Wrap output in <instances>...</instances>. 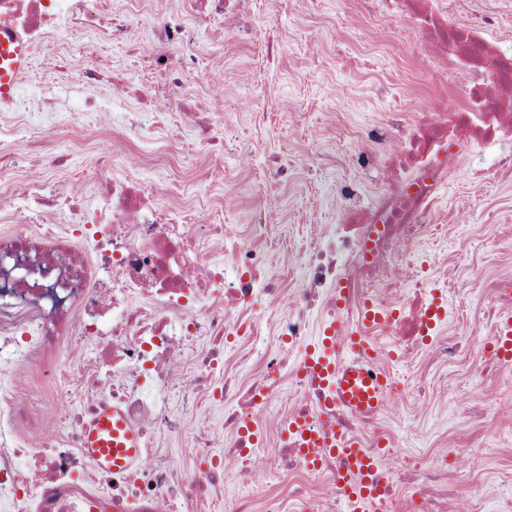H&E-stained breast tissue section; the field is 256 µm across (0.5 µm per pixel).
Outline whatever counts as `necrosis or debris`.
<instances>
[{
	"label": "necrosis or debris",
	"instance_id": "1",
	"mask_svg": "<svg viewBox=\"0 0 512 512\" xmlns=\"http://www.w3.org/2000/svg\"><path fill=\"white\" fill-rule=\"evenodd\" d=\"M253 3L125 0L109 15L104 0H0V67L16 47H53V90L94 102L107 126L94 147L97 196H78L63 182L47 195L17 171L20 155L43 148L42 113L24 86L44 85V76L29 70L0 96V110L21 116L0 124V143L11 145L0 154V512H185L225 478L252 481L271 462L291 476L287 491L231 496L224 512H285L290 502L302 512H452L455 485L422 470L395 475L377 417L325 406L302 362L266 355L244 402L231 395L224 363L266 328L281 343L303 346L317 319L342 336H391L396 358L423 352L433 365L476 345V337L445 334L448 312L429 301L433 282L414 253L437 234L444 191L465 156L512 139V50L494 51L484 22H461L451 0H354L373 31L408 33L430 61L424 82L452 79L468 96L407 98L404 109L356 134L354 167L383 168L386 180L369 196L354 180L338 186L340 223L325 225L320 246L298 258L300 281L284 288L266 277L267 255L255 245L275 222L271 209L255 210L247 233L228 235L209 210L188 214L175 183L120 163L121 146L134 138L156 141L162 159L193 152L250 161L252 150L234 132H216L213 114L228 98L237 111L257 112L247 92L257 43L278 39L280 29L244 27ZM212 20L238 52L235 83L200 51ZM137 33L136 52L150 73L139 88L143 109L131 113L124 85L100 91L95 67L78 82L71 67L88 38L126 43ZM191 81L208 87L212 112L194 111ZM260 295L268 313L251 309ZM370 307L381 320H365ZM43 372L65 405L48 426L34 421L18 392L19 375ZM283 385L290 418H317L335 429L337 446L355 442L374 458L373 500L345 499L343 457L310 466L294 435L256 446L248 430ZM203 386L225 407L232 458L221 459L214 440L197 434L196 465L180 469L156 439L185 432L183 413ZM105 406L141 436L139 458L120 474L97 470L81 451L84 425Z\"/></svg>",
	"mask_w": 512,
	"mask_h": 512
}]
</instances>
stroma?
Masks as SVG:
<instances>
[{
    "mask_svg": "<svg viewBox=\"0 0 512 512\" xmlns=\"http://www.w3.org/2000/svg\"><path fill=\"white\" fill-rule=\"evenodd\" d=\"M456 9L464 18L476 10L494 15L493 38L512 45V0H456ZM279 24L286 39L272 82L281 97L314 105L306 130L298 129V115L281 111L270 115L264 131H256L229 100L224 103L223 119L241 141L263 140L252 166L256 175L267 177L275 186L267 205L288 211L287 223L279 225L274 234L277 248L268 273L287 282L298 279L297 257L315 245L321 225L339 218L340 204L333 198L332 186L356 176L368 193L383 183L384 170L357 175L349 167L352 132L381 118L393 104V89L406 87L419 77L426 59L393 29L375 42H360L357 33L364 22L349 14L345 0H322L316 18L293 7L280 16ZM133 59L132 44L98 42L89 60H77L74 67L79 70L90 64L113 81L125 83ZM99 132L97 115L85 113L78 147L65 170L55 169L45 153L25 157L24 172L39 175L46 187L63 180L83 196L94 198L96 185L87 165ZM331 153L336 156L335 168H322L320 157ZM495 155L489 151L463 165L450 182L443 205L441 221L447 233L420 247L445 295L451 313L449 327L480 340L489 332L491 298L473 282L471 272L480 269L488 279L512 275V174ZM199 167L196 155L185 154L176 167L157 166L149 175L155 180L179 178L191 183L198 198L218 207L224 182L217 176L196 183ZM487 354L480 343L457 362L427 372L417 361L396 365L395 373L406 384H424L426 398L407 397L379 418L380 427L398 442L403 466H426L446 459L448 477L461 492L458 512H471L480 500L487 512H495L496 492L512 489V363L492 377H481ZM489 390L495 391L497 403L488 409L482 425L472 426L459 414L457 399L464 395L478 404ZM186 422L187 433L158 439L159 447L167 449L177 464L188 462L191 432H209L218 445L231 446L222 406L200 401ZM462 438L471 441L469 462L464 466L450 458Z\"/></svg>",
    "mask_w": 512,
    "mask_h": 512,
    "instance_id": "35a3bbf8",
    "label": "stroma"
}]
</instances>
